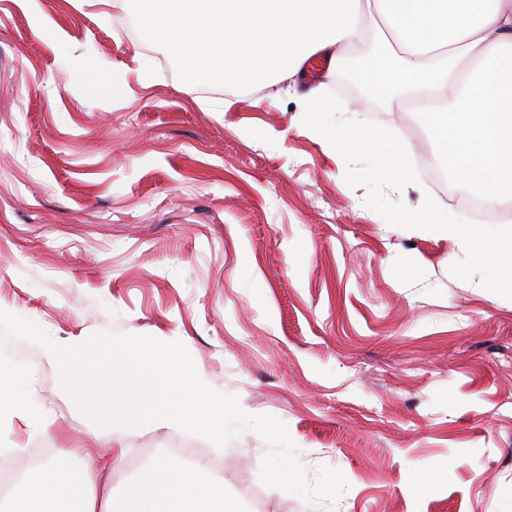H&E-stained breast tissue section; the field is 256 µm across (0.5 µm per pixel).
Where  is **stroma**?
Listing matches in <instances>:
<instances>
[{"label":"stroma","instance_id":"stroma-1","mask_svg":"<svg viewBox=\"0 0 512 512\" xmlns=\"http://www.w3.org/2000/svg\"><path fill=\"white\" fill-rule=\"evenodd\" d=\"M118 10L0 0V306L51 338L182 342L212 388L284 423L308 478L348 489L308 501L262 484L255 431L218 448L179 429L120 437L86 419L39 347L27 362L72 464L123 440L113 497L142 466L191 447L215 458L242 512H512V296L462 244L409 210L478 223L456 182L438 191L425 127L389 103L365 117L393 131L414 184L375 178L302 123L287 84L204 85ZM92 55L121 67L83 74ZM435 473V481L419 484Z\"/></svg>","mask_w":512,"mask_h":512}]
</instances>
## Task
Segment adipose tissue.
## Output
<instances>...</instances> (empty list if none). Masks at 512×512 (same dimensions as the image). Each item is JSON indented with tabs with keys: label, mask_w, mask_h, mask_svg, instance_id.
I'll list each match as a JSON object with an SVG mask.
<instances>
[{
	"label": "adipose tissue",
	"mask_w": 512,
	"mask_h": 512,
	"mask_svg": "<svg viewBox=\"0 0 512 512\" xmlns=\"http://www.w3.org/2000/svg\"><path fill=\"white\" fill-rule=\"evenodd\" d=\"M150 39L172 46L194 77L245 88L280 83L312 59L341 68L347 49L375 26L389 44L367 78L372 93L394 99L404 86L423 93L406 104L427 127L454 180L482 202V224H459L429 207L408 216L462 242L490 272L488 287L512 294V226L499 209L512 199V0H139ZM308 129L343 151L377 159V178L411 184L399 165L405 145L391 132L350 116L335 130L320 121L330 106L319 88L305 93ZM54 416L39 406L25 373L0 377V429L48 432ZM26 446L0 448V468L23 474L0 512H238L206 464L188 469L174 456L148 466L114 502L104 483L109 458L75 466L51 457L30 467Z\"/></svg>",
	"instance_id": "1"
}]
</instances>
